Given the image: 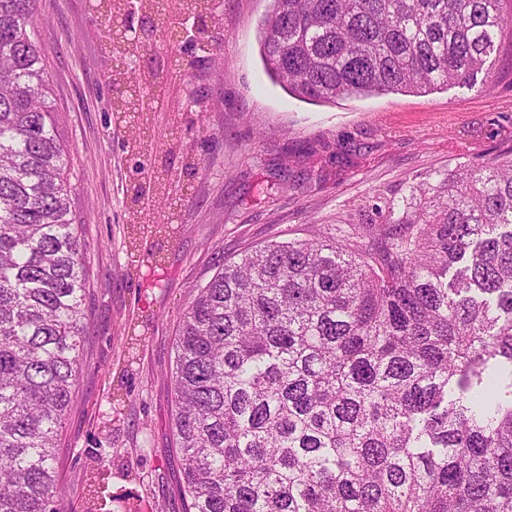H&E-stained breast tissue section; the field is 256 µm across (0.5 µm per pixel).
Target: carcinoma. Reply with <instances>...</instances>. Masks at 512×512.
<instances>
[{
	"mask_svg": "<svg viewBox=\"0 0 512 512\" xmlns=\"http://www.w3.org/2000/svg\"><path fill=\"white\" fill-rule=\"evenodd\" d=\"M139 0L160 19L219 0ZM503 0H271L260 43L294 96L426 93L484 66ZM32 0H0V512H67L57 441L88 272ZM145 47L106 52L125 90ZM361 224L251 247L199 289L175 345L188 512H512V152L379 198ZM112 496L87 475L86 512Z\"/></svg>",
	"mask_w": 512,
	"mask_h": 512,
	"instance_id": "carcinoma-1",
	"label": "carcinoma"
}]
</instances>
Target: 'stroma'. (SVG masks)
Segmentation results:
<instances>
[{
    "mask_svg": "<svg viewBox=\"0 0 512 512\" xmlns=\"http://www.w3.org/2000/svg\"><path fill=\"white\" fill-rule=\"evenodd\" d=\"M268 5L224 0L205 53L162 27L151 58L165 95L147 97L157 151L144 161L132 116L111 112L113 21L89 0H33L89 271L80 376L58 440L68 512H84L93 470L112 512H186L171 428L175 342L184 309L225 260L358 222L378 195L402 197L512 150V34L468 83L313 103L264 68ZM161 171L169 193L143 205L157 227L131 223L135 186Z\"/></svg>",
    "mask_w": 512,
    "mask_h": 512,
    "instance_id": "1",
    "label": "stroma"
}]
</instances>
